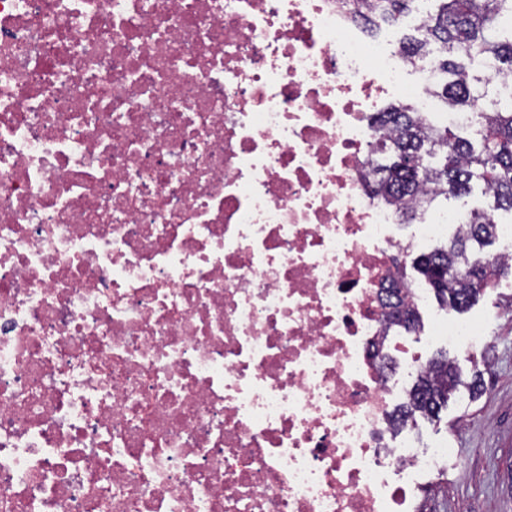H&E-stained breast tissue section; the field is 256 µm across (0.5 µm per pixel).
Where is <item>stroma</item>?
I'll list each match as a JSON object with an SVG mask.
<instances>
[{
	"label": "stroma",
	"mask_w": 512,
	"mask_h": 512,
	"mask_svg": "<svg viewBox=\"0 0 512 512\" xmlns=\"http://www.w3.org/2000/svg\"><path fill=\"white\" fill-rule=\"evenodd\" d=\"M459 317L486 321L478 353L434 343L424 358L448 355L464 381L480 376L482 391L473 398L460 390L438 417L418 418L424 441L445 439L453 448L431 476L420 512H512V283L483 290Z\"/></svg>",
	"instance_id": "stroma-1"
}]
</instances>
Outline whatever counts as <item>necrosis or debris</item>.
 I'll return each mask as SVG.
<instances>
[{"mask_svg":"<svg viewBox=\"0 0 512 512\" xmlns=\"http://www.w3.org/2000/svg\"><path fill=\"white\" fill-rule=\"evenodd\" d=\"M438 79L342 0H0V512H416L412 339L487 331L371 173L386 100L484 120Z\"/></svg>","mask_w":512,"mask_h":512,"instance_id":"4bbe7bcc","label":"necrosis or debris"}]
</instances>
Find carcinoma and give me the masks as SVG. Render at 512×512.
Here are the masks:
<instances>
[{"mask_svg": "<svg viewBox=\"0 0 512 512\" xmlns=\"http://www.w3.org/2000/svg\"><path fill=\"white\" fill-rule=\"evenodd\" d=\"M434 11L425 14L423 33L403 44L404 58L413 66L432 58L446 77L435 93L456 109L470 110L480 101L489 116L479 126L476 140L450 127L424 131L418 113L403 104L383 113L390 139L380 145L389 162L380 165L378 194L387 198L418 197L425 184L434 185L430 201L470 194L473 183L494 198V209L512 211V95L490 91V70L512 73V0H431ZM352 12L369 26L395 23L412 0H345ZM465 235L449 245L414 260V268L437 297L453 309L468 305L475 288L489 286L494 271L486 264L483 247L496 237L494 215L468 214ZM461 380L454 362L432 360L410 391L409 401L393 413L397 423L416 413L435 416Z\"/></svg>", "mask_w": 512, "mask_h": 512, "instance_id": "carcinoma-1", "label": "carcinoma"}]
</instances>
